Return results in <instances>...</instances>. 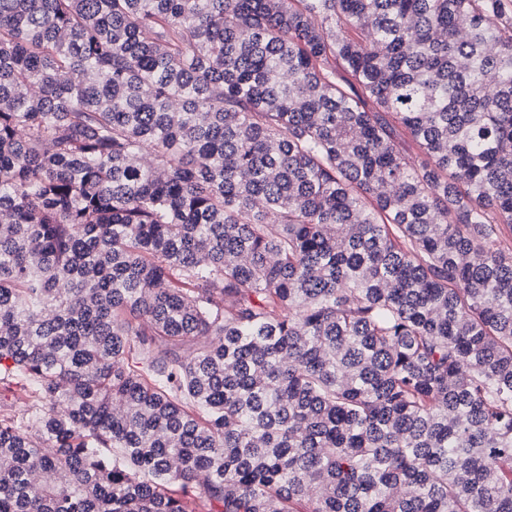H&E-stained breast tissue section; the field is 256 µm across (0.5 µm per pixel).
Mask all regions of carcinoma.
Instances as JSON below:
<instances>
[{"label":"carcinoma","mask_w":512,"mask_h":512,"mask_svg":"<svg viewBox=\"0 0 512 512\" xmlns=\"http://www.w3.org/2000/svg\"><path fill=\"white\" fill-rule=\"evenodd\" d=\"M502 15L0 0V512H512ZM31 405V398L20 384H0V418L21 419Z\"/></svg>","instance_id":"carcinoma-1"}]
</instances>
